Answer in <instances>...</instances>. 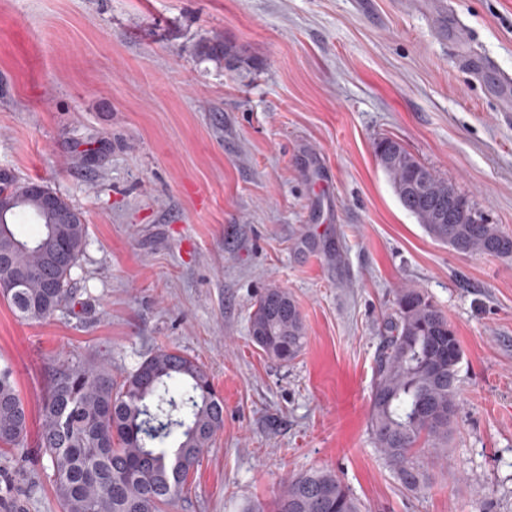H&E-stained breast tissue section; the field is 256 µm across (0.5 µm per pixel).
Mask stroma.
<instances>
[{"label": "stroma", "instance_id": "stroma-1", "mask_svg": "<svg viewBox=\"0 0 512 512\" xmlns=\"http://www.w3.org/2000/svg\"><path fill=\"white\" fill-rule=\"evenodd\" d=\"M475 75L434 5L395 0H0V171L78 210L71 297L27 320L0 300V366L29 411L0 451V512H62L38 459L61 367L122 381L158 348L196 359L224 428L171 512H273L287 478L335 474L367 512H512V259L463 256L398 201L374 155L402 142L512 234V0H453ZM227 43L239 60L202 45ZM307 334L282 364L249 335L264 289ZM458 337L460 407L428 480L375 448L374 368L396 289Z\"/></svg>", "mask_w": 512, "mask_h": 512}]
</instances>
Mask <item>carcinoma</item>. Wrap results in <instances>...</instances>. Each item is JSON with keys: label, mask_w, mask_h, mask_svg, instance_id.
Here are the masks:
<instances>
[{"label": "carcinoma", "mask_w": 512, "mask_h": 512, "mask_svg": "<svg viewBox=\"0 0 512 512\" xmlns=\"http://www.w3.org/2000/svg\"><path fill=\"white\" fill-rule=\"evenodd\" d=\"M375 156L401 205L434 240L460 255L511 259L494 250L512 234L491 224L474 202L420 163L399 141L385 137ZM31 183H13V223L0 230V255L28 276H0V299L25 319L50 317L72 294V271L86 230L81 214L61 196L57 223ZM454 209L467 223L441 218ZM29 219L36 233L21 238L15 222ZM376 360L370 430L386 463L408 490L420 488V443L448 445L459 406L462 352L443 312L418 288H400ZM250 337L282 363L306 341L301 313L287 291L268 288L251 317ZM39 453L47 458L62 512H165L185 499L190 478L224 426V401L197 361L168 348L143 360L120 383L98 366L57 370L40 407ZM29 415L12 371L0 367V449L24 446ZM274 512H360L336 475L313 471L287 481Z\"/></svg>", "instance_id": "cac0c4a2"}]
</instances>
